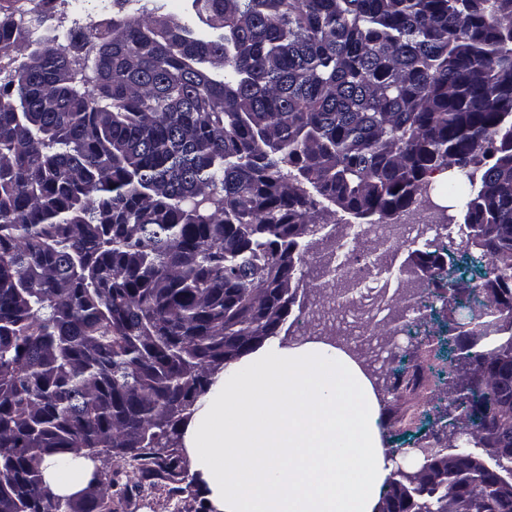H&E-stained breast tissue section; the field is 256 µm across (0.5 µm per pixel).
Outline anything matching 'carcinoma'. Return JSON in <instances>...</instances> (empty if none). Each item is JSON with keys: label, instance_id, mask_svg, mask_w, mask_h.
Masks as SVG:
<instances>
[{"label": "carcinoma", "instance_id": "obj_1", "mask_svg": "<svg viewBox=\"0 0 512 512\" xmlns=\"http://www.w3.org/2000/svg\"><path fill=\"white\" fill-rule=\"evenodd\" d=\"M59 1L0 3V58L24 53L0 65V512H112L114 455L200 482L184 427L280 332L331 207L398 214L443 171L490 264L450 284L468 401L414 474L423 496L380 501L512 512V0H190L208 34L112 0L28 50L15 16ZM425 247L454 261L451 240Z\"/></svg>", "mask_w": 512, "mask_h": 512}]
</instances>
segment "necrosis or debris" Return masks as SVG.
I'll return each instance as SVG.
<instances>
[{"label":"necrosis or debris","instance_id":"necrosis-or-debris-1","mask_svg":"<svg viewBox=\"0 0 512 512\" xmlns=\"http://www.w3.org/2000/svg\"><path fill=\"white\" fill-rule=\"evenodd\" d=\"M450 234V224L443 221L360 226L337 234L330 266L336 293L325 309L329 333L344 337L348 350L375 374H387L401 337L410 335L414 322L433 306L432 296L416 280L386 278L383 269L395 265L410 242L445 239ZM381 324L392 326L389 336L374 334V327ZM441 358V351L424 347L400 375V382L416 384L425 393L435 391L443 381L436 367Z\"/></svg>","mask_w":512,"mask_h":512}]
</instances>
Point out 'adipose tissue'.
Returning <instances> with one entry per match:
<instances>
[{
  "label": "adipose tissue",
  "instance_id": "obj_1",
  "mask_svg": "<svg viewBox=\"0 0 512 512\" xmlns=\"http://www.w3.org/2000/svg\"><path fill=\"white\" fill-rule=\"evenodd\" d=\"M218 388L185 432L218 512H373L393 468L385 395L349 356L274 336Z\"/></svg>",
  "mask_w": 512,
  "mask_h": 512
}]
</instances>
